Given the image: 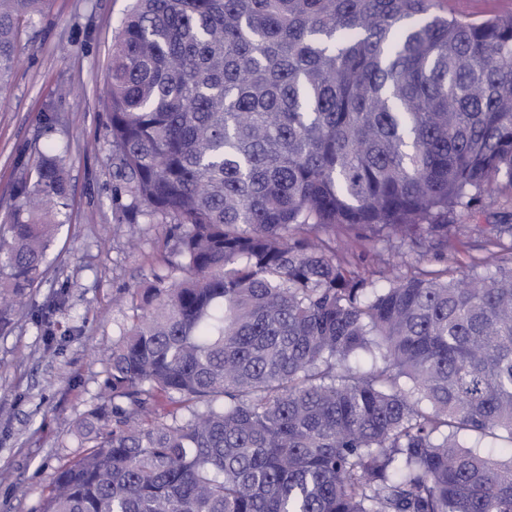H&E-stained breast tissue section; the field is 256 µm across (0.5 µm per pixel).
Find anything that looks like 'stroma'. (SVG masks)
Listing matches in <instances>:
<instances>
[{"mask_svg": "<svg viewBox=\"0 0 512 512\" xmlns=\"http://www.w3.org/2000/svg\"><path fill=\"white\" fill-rule=\"evenodd\" d=\"M128 4L53 0L23 34L12 89L0 98V223L19 156L55 147L69 186L43 279L0 324V512H42L58 468L81 454L73 426L100 403L112 340L134 316L113 301L150 279L163 250L161 225L130 223L107 141L106 65ZM504 221L512 223V193L456 213L446 253L425 245L394 254L365 232L353 261L375 279L404 263L465 270Z\"/></svg>", "mask_w": 512, "mask_h": 512, "instance_id": "stroma-1", "label": "stroma"}]
</instances>
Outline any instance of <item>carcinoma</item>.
Wrapping results in <instances>:
<instances>
[{
    "instance_id": "cac0c4a2",
    "label": "carcinoma",
    "mask_w": 512,
    "mask_h": 512,
    "mask_svg": "<svg viewBox=\"0 0 512 512\" xmlns=\"http://www.w3.org/2000/svg\"><path fill=\"white\" fill-rule=\"evenodd\" d=\"M49 0H0V95ZM437 0H131L115 175L166 253L43 512H512V224L483 271L380 283L336 235L448 250L512 190V15ZM0 321L45 272L64 159L21 156ZM443 12L462 18L484 19L512 14V0H442Z\"/></svg>"
}]
</instances>
